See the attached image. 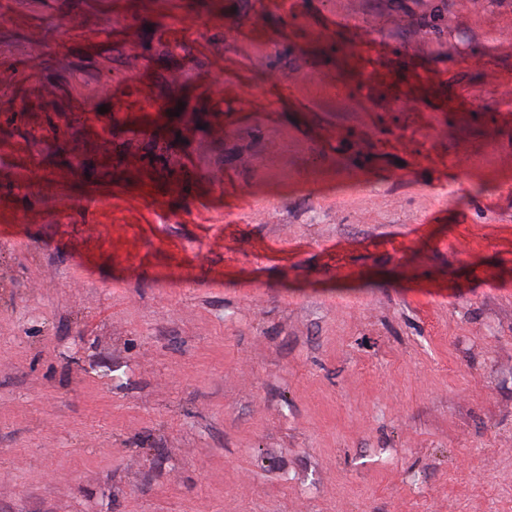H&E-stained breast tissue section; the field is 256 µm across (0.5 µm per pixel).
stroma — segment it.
<instances>
[{"label":"stroma","instance_id":"1","mask_svg":"<svg viewBox=\"0 0 512 512\" xmlns=\"http://www.w3.org/2000/svg\"><path fill=\"white\" fill-rule=\"evenodd\" d=\"M0 512H512V0H0Z\"/></svg>","mask_w":512,"mask_h":512}]
</instances>
